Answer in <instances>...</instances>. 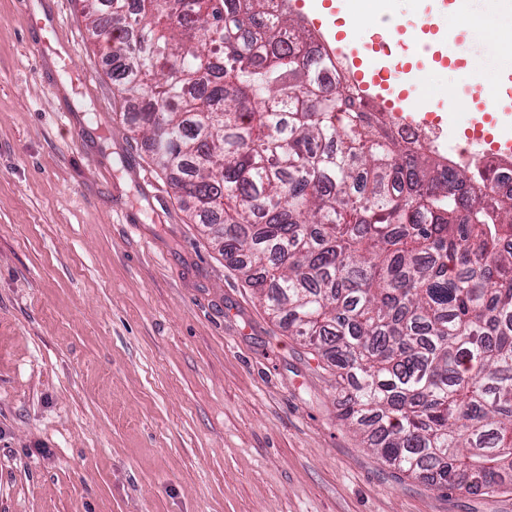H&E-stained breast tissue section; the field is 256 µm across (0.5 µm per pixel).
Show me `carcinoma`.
<instances>
[{
  "label": "carcinoma",
  "instance_id": "cac0c4a2",
  "mask_svg": "<svg viewBox=\"0 0 512 512\" xmlns=\"http://www.w3.org/2000/svg\"><path fill=\"white\" fill-rule=\"evenodd\" d=\"M105 2L124 123L341 418L437 489L512 483V190L399 141L275 0Z\"/></svg>",
  "mask_w": 512,
  "mask_h": 512
}]
</instances>
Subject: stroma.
Masks as SVG:
<instances>
[{
	"label": "stroma",
	"mask_w": 512,
	"mask_h": 512,
	"mask_svg": "<svg viewBox=\"0 0 512 512\" xmlns=\"http://www.w3.org/2000/svg\"><path fill=\"white\" fill-rule=\"evenodd\" d=\"M455 0H376L346 36L447 112L512 135V60ZM53 34L32 27L37 13ZM400 39L390 56L372 35ZM81 0H0V512H512L438 490L342 421L324 361L268 315L123 124Z\"/></svg>",
	"instance_id": "1"
}]
</instances>
